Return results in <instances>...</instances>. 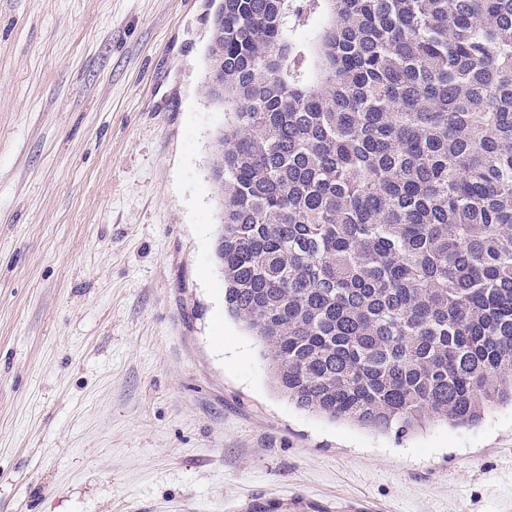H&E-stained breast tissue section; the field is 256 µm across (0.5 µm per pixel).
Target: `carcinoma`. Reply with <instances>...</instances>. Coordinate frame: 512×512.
<instances>
[{"label":"carcinoma","instance_id":"cac0c4a2","mask_svg":"<svg viewBox=\"0 0 512 512\" xmlns=\"http://www.w3.org/2000/svg\"><path fill=\"white\" fill-rule=\"evenodd\" d=\"M227 312L299 407L401 435L512 404V0H221Z\"/></svg>","mask_w":512,"mask_h":512}]
</instances>
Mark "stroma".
Listing matches in <instances>:
<instances>
[{
  "label": "stroma",
  "mask_w": 512,
  "mask_h": 512,
  "mask_svg": "<svg viewBox=\"0 0 512 512\" xmlns=\"http://www.w3.org/2000/svg\"><path fill=\"white\" fill-rule=\"evenodd\" d=\"M219 0H0V512H512V408H299L224 307Z\"/></svg>",
  "instance_id": "obj_1"
}]
</instances>
